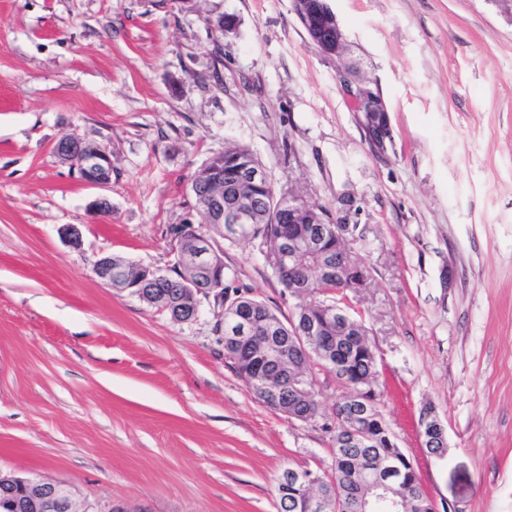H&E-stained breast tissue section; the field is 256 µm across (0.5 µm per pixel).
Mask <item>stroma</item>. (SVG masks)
<instances>
[{"mask_svg": "<svg viewBox=\"0 0 512 512\" xmlns=\"http://www.w3.org/2000/svg\"><path fill=\"white\" fill-rule=\"evenodd\" d=\"M331 7L339 57L292 0H0V473L60 482L100 512H277L285 469L331 476L334 374L312 370L318 416L288 417L225 358L213 299L179 323L92 272L103 255L167 269V228L198 220L192 175L240 143L276 192L355 226L370 278L350 311L437 512H512V0ZM226 14L228 38L206 23ZM347 69L383 98L386 149L364 137ZM65 133L110 154V184L59 159ZM222 247L292 315L259 241ZM429 404L441 459L418 432ZM418 425L419 435L423 439L427 453L440 459L445 456V454L439 455L440 450H432V448H443L444 453L447 451L445 447H448L446 427L434 407L428 406L422 411Z\"/></svg>", "mask_w": 512, "mask_h": 512, "instance_id": "obj_1", "label": "stroma"}]
</instances>
